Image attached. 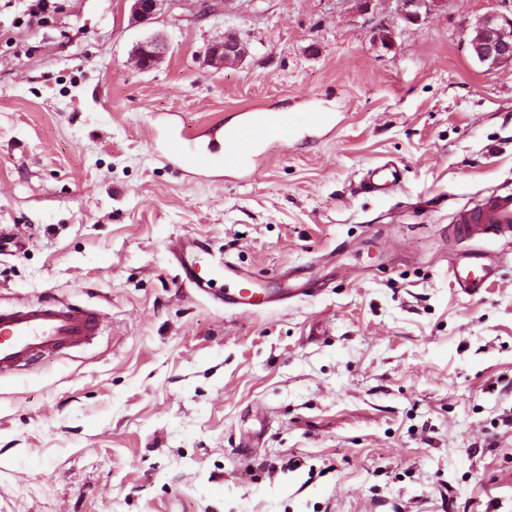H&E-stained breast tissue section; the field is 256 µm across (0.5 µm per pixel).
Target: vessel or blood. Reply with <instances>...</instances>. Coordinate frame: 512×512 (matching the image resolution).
Listing matches in <instances>:
<instances>
[{
    "label": "vessel or blood",
    "instance_id": "vessel-or-blood-1",
    "mask_svg": "<svg viewBox=\"0 0 512 512\" xmlns=\"http://www.w3.org/2000/svg\"><path fill=\"white\" fill-rule=\"evenodd\" d=\"M326 112H288L256 109L243 113L234 124L216 125L202 135L171 129L161 144L169 163L191 174L221 169H240L259 156L266 142L283 141L298 130L327 127ZM365 187L382 193L400 183V170L386 162L370 167L363 176ZM452 236L468 243L455 263L452 278L463 292L493 282L498 268L482 245L512 242V190H495L477 205L458 210L452 220ZM171 250L181 275L197 293L211 294L217 282H224V305L243 313H257L287 303L294 297L311 296L308 284L268 290L252 281L238 265L228 262L217 267L208 243L195 238L172 240ZM98 313L90 308L59 300H38L0 308V378L27 371L36 359L60 355L86 346L97 336Z\"/></svg>",
    "mask_w": 512,
    "mask_h": 512
}]
</instances>
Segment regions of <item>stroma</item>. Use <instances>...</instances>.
Segmentation results:
<instances>
[{
	"label": "stroma",
	"mask_w": 512,
	"mask_h": 512,
	"mask_svg": "<svg viewBox=\"0 0 512 512\" xmlns=\"http://www.w3.org/2000/svg\"><path fill=\"white\" fill-rule=\"evenodd\" d=\"M0 0V305L97 309L87 346L0 380V512H512V250L467 294L454 213L512 189V67L467 41L506 0ZM394 33L384 45L375 27ZM237 32L250 54L205 67ZM163 34L154 69L136 42ZM257 107L333 115L244 173L192 177L153 144ZM390 161L401 186L362 191ZM207 240L263 287L240 313L183 283ZM131 15L135 22H145L151 20L167 2L174 0H130ZM397 4L398 14L410 24L422 21L436 7L442 5L444 0H393Z\"/></svg>",
	"instance_id": "obj_1"
}]
</instances>
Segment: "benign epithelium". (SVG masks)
Segmentation results:
<instances>
[{"instance_id":"7a95c632","label":"benign epithelium","mask_w":512,"mask_h":512,"mask_svg":"<svg viewBox=\"0 0 512 512\" xmlns=\"http://www.w3.org/2000/svg\"><path fill=\"white\" fill-rule=\"evenodd\" d=\"M132 19L138 23L151 20L169 0H130ZM398 14L408 23L417 24L444 0H394ZM471 54L479 64L494 70L512 65V16L497 12L482 15L468 39ZM168 51L163 35L147 37L134 46L132 56L141 69L160 63ZM248 56L246 42L236 34L227 33L207 49L205 65L216 71L244 63Z\"/></svg>"}]
</instances>
